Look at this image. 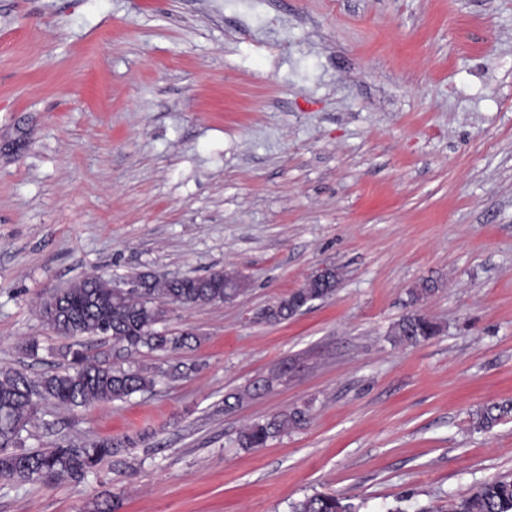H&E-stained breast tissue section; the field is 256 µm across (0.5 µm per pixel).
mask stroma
<instances>
[{
    "mask_svg": "<svg viewBox=\"0 0 512 512\" xmlns=\"http://www.w3.org/2000/svg\"><path fill=\"white\" fill-rule=\"evenodd\" d=\"M324 267L332 296L267 318ZM224 269L234 302L158 325L193 349L121 360L191 373L24 436L132 445L0 512H436L511 478L512 416L473 418L512 400V0H0V368H64L34 308L84 275ZM414 311L439 333L396 341ZM510 413H512V402L487 407L477 413L475 425L479 429L488 430ZM307 422L306 413L301 409L282 412L266 421H258L239 432L237 443L240 448H262L268 441L288 429L299 428ZM290 512H357L348 499L333 494L314 493L293 502Z\"/></svg>",
    "mask_w": 512,
    "mask_h": 512,
    "instance_id": "obj_1",
    "label": "stroma"
}]
</instances>
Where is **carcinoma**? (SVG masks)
I'll list each match as a JSON object with an SVG mask.
<instances>
[{
	"label": "carcinoma",
	"mask_w": 512,
	"mask_h": 512,
	"mask_svg": "<svg viewBox=\"0 0 512 512\" xmlns=\"http://www.w3.org/2000/svg\"><path fill=\"white\" fill-rule=\"evenodd\" d=\"M241 280L232 272L216 276L160 279L144 275L141 293L124 295L114 291L112 282L100 276L84 277L68 288L41 299V320L60 337L73 340L61 356L67 367L53 374L32 378L15 369L0 370V482L25 484L67 478L79 482L102 461L133 440L103 438L69 441L48 448L26 449L22 432L34 417L40 402L52 401L65 409L123 401L153 388L166 376H184L190 370L177 363L165 371L124 369L112 363L122 355L147 349L176 351L191 348L195 334L156 330L163 321L164 306H206L234 300L241 292ZM336 270L310 288H300L268 309L267 317L286 320L310 302L327 298L336 291ZM438 333L433 320L419 313L404 316L394 326L399 342H419ZM97 337L112 342V350L89 354L77 342L80 337ZM512 413V402L496 404L477 413L475 425L488 430ZM307 422L301 409L282 412L258 421L239 432V447L262 448L268 441ZM290 512H357L347 499L314 493L291 504ZM447 512H512V480L485 483L471 495L448 505Z\"/></svg>",
	"instance_id": "obj_1"
}]
</instances>
